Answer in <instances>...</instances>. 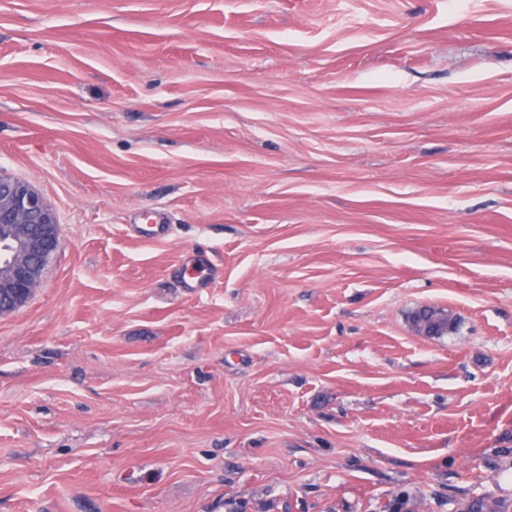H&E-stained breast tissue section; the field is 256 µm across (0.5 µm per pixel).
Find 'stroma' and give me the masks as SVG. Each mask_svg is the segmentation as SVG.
Masks as SVG:
<instances>
[{"instance_id": "obj_1", "label": "stroma", "mask_w": 512, "mask_h": 512, "mask_svg": "<svg viewBox=\"0 0 512 512\" xmlns=\"http://www.w3.org/2000/svg\"><path fill=\"white\" fill-rule=\"evenodd\" d=\"M0 172V512H512V0H0ZM59 224L27 183L0 174V314L24 306L57 247Z\"/></svg>"}]
</instances>
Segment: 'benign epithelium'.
Instances as JSON below:
<instances>
[{
  "instance_id": "7a95c632",
  "label": "benign epithelium",
  "mask_w": 512,
  "mask_h": 512,
  "mask_svg": "<svg viewBox=\"0 0 512 512\" xmlns=\"http://www.w3.org/2000/svg\"><path fill=\"white\" fill-rule=\"evenodd\" d=\"M59 224L44 198L27 183L0 174V314L24 306L41 283L57 247ZM435 309L414 321L419 336H433Z\"/></svg>"
}]
</instances>
